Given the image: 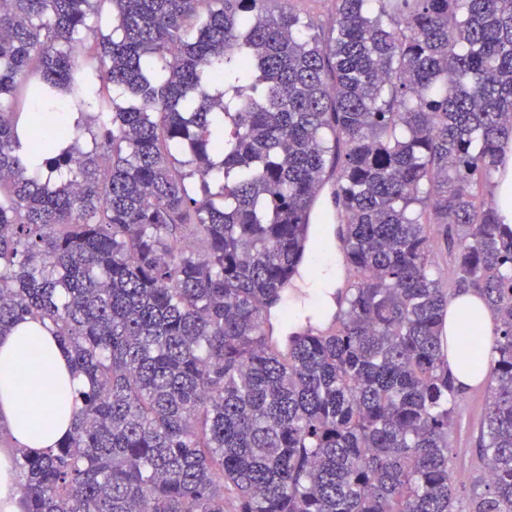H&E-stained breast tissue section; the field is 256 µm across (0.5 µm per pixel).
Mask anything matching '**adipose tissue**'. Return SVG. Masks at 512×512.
Masks as SVG:
<instances>
[{"mask_svg": "<svg viewBox=\"0 0 512 512\" xmlns=\"http://www.w3.org/2000/svg\"><path fill=\"white\" fill-rule=\"evenodd\" d=\"M479 312L481 353L490 355L496 334L493 313L471 290L449 304V315ZM83 380L70 370L67 354L41 323H18L0 336V425L24 448L54 447L68 432L79 410L76 393Z\"/></svg>", "mask_w": 512, "mask_h": 512, "instance_id": "obj_1", "label": "adipose tissue"}]
</instances>
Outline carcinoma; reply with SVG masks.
Returning <instances> with one entry per match:
<instances>
[{"mask_svg":"<svg viewBox=\"0 0 512 512\" xmlns=\"http://www.w3.org/2000/svg\"><path fill=\"white\" fill-rule=\"evenodd\" d=\"M4 2L0 334L48 325L85 381L57 447L17 450L23 512H454L472 388L468 512H512V224L481 192L512 0H321L327 28L309 0ZM20 85L80 119L14 111ZM332 177L352 282L283 354L265 314ZM466 289L497 318L467 387L442 339ZM483 394L461 403L458 421L454 424L450 442L452 448H465L466 461L477 457L478 422L483 414Z\"/></svg>","mask_w":512,"mask_h":512,"instance_id":"cac0c4a2","label":"carcinoma"}]
</instances>
